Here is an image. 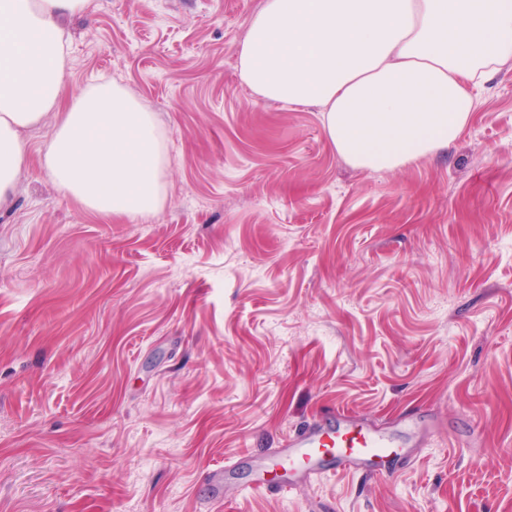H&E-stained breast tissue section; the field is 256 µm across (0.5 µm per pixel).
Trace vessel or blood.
Here are the masks:
<instances>
[{
    "mask_svg": "<svg viewBox=\"0 0 512 512\" xmlns=\"http://www.w3.org/2000/svg\"><path fill=\"white\" fill-rule=\"evenodd\" d=\"M403 449L387 432L354 421L350 412L335 411L323 422L295 436L283 438L271 456L287 465L292 477L279 482L258 469L255 490L282 494L331 471H358L367 476L388 477Z\"/></svg>",
    "mask_w": 512,
    "mask_h": 512,
    "instance_id": "vessel-or-blood-1",
    "label": "vessel or blood"
}]
</instances>
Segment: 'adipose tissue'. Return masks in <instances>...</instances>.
Listing matches in <instances>:
<instances>
[{
	"label": "adipose tissue",
	"mask_w": 512,
	"mask_h": 512,
	"mask_svg": "<svg viewBox=\"0 0 512 512\" xmlns=\"http://www.w3.org/2000/svg\"><path fill=\"white\" fill-rule=\"evenodd\" d=\"M91 3L0 0V207L28 166L21 131L49 116L42 162L65 195L104 218L162 206L155 113L109 81L61 98L60 22ZM236 54L257 98L319 105L346 163L396 170L456 142L474 88L512 62V0H262Z\"/></svg>",
	"instance_id": "adipose-tissue-1"
}]
</instances>
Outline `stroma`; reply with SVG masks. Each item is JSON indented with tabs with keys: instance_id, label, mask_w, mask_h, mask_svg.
I'll return each instance as SVG.
<instances>
[{
	"instance_id": "35a3bbf8",
	"label": "stroma",
	"mask_w": 512,
	"mask_h": 512,
	"mask_svg": "<svg viewBox=\"0 0 512 512\" xmlns=\"http://www.w3.org/2000/svg\"><path fill=\"white\" fill-rule=\"evenodd\" d=\"M261 2L67 20L63 97L109 79L156 113L165 202L84 210L42 165L50 124L26 132L0 209V512H512V62L450 148L355 169L317 105L241 83ZM338 408L434 428L392 477L253 490Z\"/></svg>"
}]
</instances>
